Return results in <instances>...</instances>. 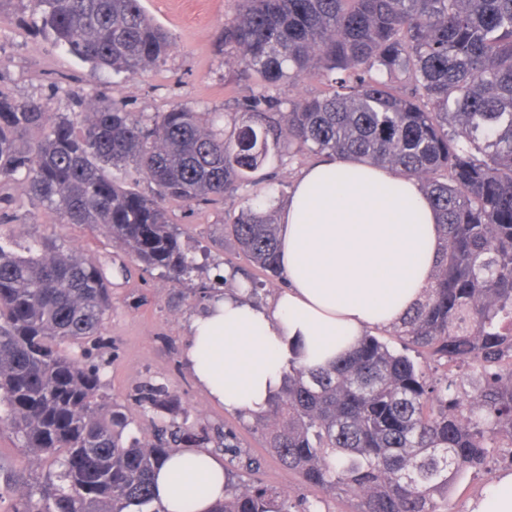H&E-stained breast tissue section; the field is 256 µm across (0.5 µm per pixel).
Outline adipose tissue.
Listing matches in <instances>:
<instances>
[{
    "mask_svg": "<svg viewBox=\"0 0 512 512\" xmlns=\"http://www.w3.org/2000/svg\"><path fill=\"white\" fill-rule=\"evenodd\" d=\"M278 219L285 284L272 306L241 290L215 297L193 320L185 353L210 401L247 417L266 410L292 357L325 367L366 328L399 323L439 259L441 226L420 181L365 162H314ZM154 493L164 512H212L224 498V460L177 451L158 466Z\"/></svg>",
    "mask_w": 512,
    "mask_h": 512,
    "instance_id": "obj_1",
    "label": "adipose tissue"
}]
</instances>
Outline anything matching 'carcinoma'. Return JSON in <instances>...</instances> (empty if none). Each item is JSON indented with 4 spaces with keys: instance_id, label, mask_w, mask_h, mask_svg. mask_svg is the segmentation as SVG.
<instances>
[{
    "instance_id": "1",
    "label": "carcinoma",
    "mask_w": 512,
    "mask_h": 512,
    "mask_svg": "<svg viewBox=\"0 0 512 512\" xmlns=\"http://www.w3.org/2000/svg\"><path fill=\"white\" fill-rule=\"evenodd\" d=\"M56 44L92 70L134 77L164 63L171 35L142 0H28ZM224 55L257 90L227 131L210 112L175 104L149 116L95 94L82 112L0 92V198L18 182L31 208L0 224V434L44 474L0 470L11 512H162L152 475L179 448L230 454L213 512H318L277 488L236 479L261 463L235 433L173 404L145 382L133 404L165 413L153 440L128 434L110 402L101 340L112 315L106 263L70 248L60 229L84 224L112 240L119 272L163 269L179 284L197 269L161 202L193 204L248 186L224 234L281 277L266 169L298 155L350 158L418 179L439 214L443 243L424 299L392 329L343 359L310 368L292 359L267 410L252 417L265 448L318 493H352L353 512H448V486L512 448V0H238L224 21ZM327 82L288 101L280 84ZM131 167L146 195L113 180ZM57 230H20L40 211ZM441 368L427 375L409 355ZM478 375L468 399L448 397L456 374Z\"/></svg>"
}]
</instances>
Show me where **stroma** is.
Here are the masks:
<instances>
[{
	"instance_id": "35a3bbf8",
	"label": "stroma",
	"mask_w": 512,
	"mask_h": 512,
	"mask_svg": "<svg viewBox=\"0 0 512 512\" xmlns=\"http://www.w3.org/2000/svg\"><path fill=\"white\" fill-rule=\"evenodd\" d=\"M148 14L175 41L163 65L132 78L102 71L87 85L90 67L55 45L51 34L30 23L27 0H0V91L15 97L48 96L58 112L74 111V98L85 86L99 96L119 99L129 109L147 114L183 103L199 112H216L232 127L238 102L252 94L248 81H233L235 64L220 46L225 16L236 9L234 0H144ZM245 205L244 193L192 206L175 200L164 207L200 265L191 281L175 285L159 271L112 276V316L106 324L110 344L101 353L108 361L106 378L114 401L129 403L136 388L152 381L168 386L191 416L233 428L244 449L261 456L263 479L292 500L306 496L295 475L268 454L261 434L249 430L236 413L210 403L184 361L189 324L205 308L202 286L215 283L224 271L251 270L247 258L224 238V224ZM504 453L490 458L479 474H465L448 489L452 512H469L481 497L511 469Z\"/></svg>"
}]
</instances>
